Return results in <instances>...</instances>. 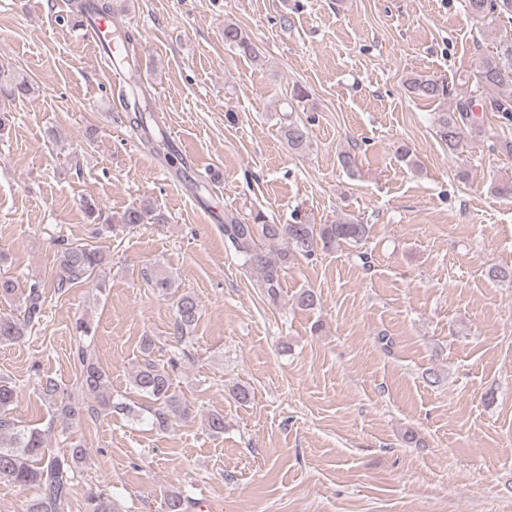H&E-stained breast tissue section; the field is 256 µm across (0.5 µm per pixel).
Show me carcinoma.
<instances>
[{"mask_svg": "<svg viewBox=\"0 0 512 512\" xmlns=\"http://www.w3.org/2000/svg\"><path fill=\"white\" fill-rule=\"evenodd\" d=\"M468 14L474 19L491 24L499 18L512 19V0H465ZM224 45L246 57H257L259 48L238 26H224ZM134 98L135 119L140 123L144 138L156 141V132L148 125L145 113L151 112L150 101L143 92L138 72L121 70ZM477 90L480 98L465 93L455 101L449 110L437 113L435 135L448 152L459 150L467 127L475 123L473 112L481 107L483 112H496L512 122V39L500 44L499 50L485 56L476 69ZM408 91L425 100L446 98L448 86L433 77L415 75L406 81ZM29 86L25 80H11L0 84V94L21 98L27 95ZM288 147L303 151L308 147L309 132L305 125L290 121L283 129ZM153 209L145 204L130 205L120 216L118 223L106 225L107 232L114 236L127 229L149 223ZM224 245L233 250L250 269L257 272L261 287L267 297L275 302L282 290V277L288 261L309 258L318 250H329L346 243L358 247L370 233V226L343 216L332 224H274L266 220L262 212L245 222L234 215H225ZM110 256L99 247L89 243L62 242L58 251V275L56 288L59 291L78 284L105 287L98 275L108 265ZM147 285L163 297L174 299L173 330L176 344L182 346L178 353L192 339V333L201 317L198 299L188 293H178L173 274L161 268L143 271ZM18 300L23 317H0V345L21 340L32 329L35 320L41 317L43 292L41 285L33 282L21 287L19 281L10 275L0 273V300ZM154 342L146 337L142 341L143 362L132 377V386L142 396L150 399L146 407L147 420L151 427L164 431L178 419H187L192 410L182 401L174 389L177 360L168 359L163 365L152 358ZM74 364L79 368L82 393L92 399L57 400L59 388L51 378L40 381L43 398L55 405V414L62 422L76 423L85 414L103 411L107 413H129V404L112 395L104 369L80 346L73 354ZM17 390L12 382L0 379V479L23 487H34L39 494L26 505L25 512H65L74 492L75 465L84 457V450L78 446L67 452L51 453L47 448L51 431L26 428L11 417ZM191 500L181 492H169L164 497L163 512H188Z\"/></svg>", "mask_w": 512, "mask_h": 512, "instance_id": "1", "label": "carcinoma"}]
</instances>
